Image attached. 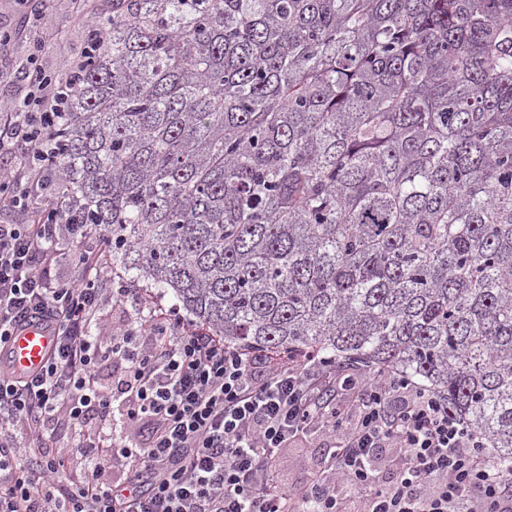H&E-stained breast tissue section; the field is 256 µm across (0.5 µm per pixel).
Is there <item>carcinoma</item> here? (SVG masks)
Returning <instances> with one entry per match:
<instances>
[{"mask_svg":"<svg viewBox=\"0 0 512 512\" xmlns=\"http://www.w3.org/2000/svg\"><path fill=\"white\" fill-rule=\"evenodd\" d=\"M54 168L235 350L432 394L512 472V0H112Z\"/></svg>","mask_w":512,"mask_h":512,"instance_id":"carcinoma-1","label":"carcinoma"}]
</instances>
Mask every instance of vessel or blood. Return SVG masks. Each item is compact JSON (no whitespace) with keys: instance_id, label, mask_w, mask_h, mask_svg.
<instances>
[{"instance_id":"vessel-or-blood-1","label":"vessel or blood","mask_w":512,"mask_h":512,"mask_svg":"<svg viewBox=\"0 0 512 512\" xmlns=\"http://www.w3.org/2000/svg\"><path fill=\"white\" fill-rule=\"evenodd\" d=\"M53 345L49 329L40 320H33L17 331L0 353V370L10 374L36 372Z\"/></svg>"}]
</instances>
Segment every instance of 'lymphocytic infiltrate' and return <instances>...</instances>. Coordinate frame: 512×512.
Segmentation results:
<instances>
[{"instance_id":"f902f5d3","label":"lymphocytic infiltrate","mask_w":512,"mask_h":512,"mask_svg":"<svg viewBox=\"0 0 512 512\" xmlns=\"http://www.w3.org/2000/svg\"><path fill=\"white\" fill-rule=\"evenodd\" d=\"M80 73L77 62L65 81L28 66L22 99L0 107V152L27 146L20 164L0 171V208L18 216L0 224V349L34 318L55 336L38 372H0V512H512V473L435 397L392 375L352 376L313 353L295 361L278 351L232 350L223 337L161 310L103 349L91 333L104 301L95 286L101 251L74 255L79 281L55 283L44 274L71 228L72 199L62 187H46L43 176ZM36 198L46 205L31 224ZM112 352L124 371L107 389L101 369ZM345 392L353 408L339 401ZM118 398L127 428L147 431L144 441L120 449L97 431ZM62 422L80 429L77 447L14 449V428L45 432ZM309 430L331 443L332 467L277 483L279 448ZM384 448L394 451V474L380 485ZM118 456L129 464L122 487L102 479ZM77 457L85 479L60 492ZM342 483L364 488V497L347 499Z\"/></svg>"}]
</instances>
